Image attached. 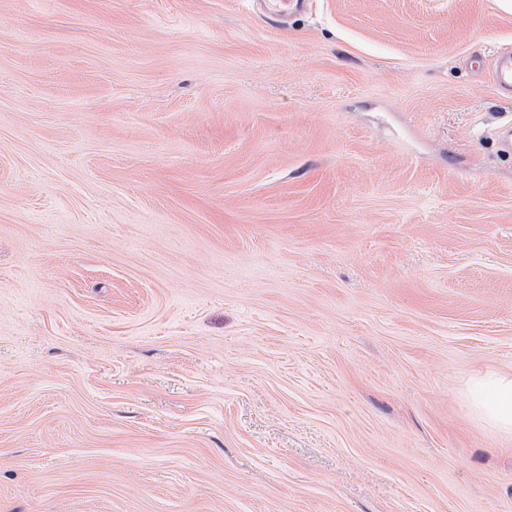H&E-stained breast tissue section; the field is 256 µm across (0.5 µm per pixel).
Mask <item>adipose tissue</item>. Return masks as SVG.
<instances>
[{"label":"adipose tissue","mask_w":512,"mask_h":512,"mask_svg":"<svg viewBox=\"0 0 512 512\" xmlns=\"http://www.w3.org/2000/svg\"><path fill=\"white\" fill-rule=\"evenodd\" d=\"M468 394L477 417L499 432L512 434V373L471 376Z\"/></svg>","instance_id":"ef3b65f1"}]
</instances>
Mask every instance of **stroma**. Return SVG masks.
<instances>
[{
    "instance_id": "35a3bbf8",
    "label": "stroma",
    "mask_w": 512,
    "mask_h": 512,
    "mask_svg": "<svg viewBox=\"0 0 512 512\" xmlns=\"http://www.w3.org/2000/svg\"><path fill=\"white\" fill-rule=\"evenodd\" d=\"M498 0H0V512H512ZM468 394L477 417L499 432L512 434V373L471 376Z\"/></svg>"
}]
</instances>
